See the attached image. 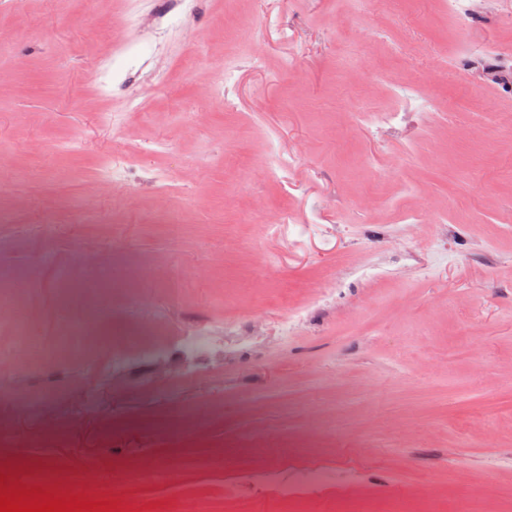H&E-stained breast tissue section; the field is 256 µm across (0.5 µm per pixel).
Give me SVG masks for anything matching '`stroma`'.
Returning a JSON list of instances; mask_svg holds the SVG:
<instances>
[{"mask_svg":"<svg viewBox=\"0 0 512 512\" xmlns=\"http://www.w3.org/2000/svg\"><path fill=\"white\" fill-rule=\"evenodd\" d=\"M162 2L0 0V272L31 347L75 315L29 278L37 243L78 282L144 273L86 324L164 347L136 391L18 351L0 314V473L155 512H512V0L463 25L441 0ZM369 52L438 109L366 129L394 104ZM197 323L209 351L166 341ZM313 461L332 483L299 482Z\"/></svg>","mask_w":512,"mask_h":512,"instance_id":"1","label":"stroma"}]
</instances>
